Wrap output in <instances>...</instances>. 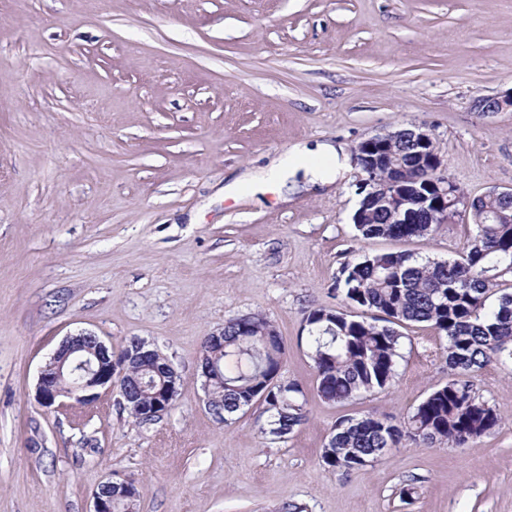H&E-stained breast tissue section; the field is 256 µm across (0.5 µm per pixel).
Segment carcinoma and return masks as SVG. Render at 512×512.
<instances>
[{
  "instance_id": "obj_1",
  "label": "carcinoma",
  "mask_w": 512,
  "mask_h": 512,
  "mask_svg": "<svg viewBox=\"0 0 512 512\" xmlns=\"http://www.w3.org/2000/svg\"><path fill=\"white\" fill-rule=\"evenodd\" d=\"M512 200L491 191L472 199L473 239L452 261L420 259L404 251H385L348 262L334 281L336 299L383 315L371 319L341 308L308 312L303 330L310 346L317 395L343 403L386 388L401 358L396 326L427 323L446 339L448 381L431 391L407 420L398 424L368 414L339 421L325 444L322 462L336 470L364 467L394 448L461 447L494 429L499 418L473 388L472 377L490 364L512 370V222L490 224L495 211ZM367 224L355 225L365 239L423 238L433 224H390L384 206L368 207ZM285 349L271 323L250 314L224 323V354L241 369L224 376V390L211 386L223 404L219 418L228 422L261 400L269 414V433L291 434L306 420L305 392L295 382L269 386V375L282 369ZM116 507L137 509L138 491L112 490Z\"/></svg>"
}]
</instances>
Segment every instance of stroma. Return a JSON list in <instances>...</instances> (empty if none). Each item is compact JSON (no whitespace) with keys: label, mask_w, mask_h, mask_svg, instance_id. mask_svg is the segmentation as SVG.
<instances>
[{"label":"stroma","mask_w":512,"mask_h":512,"mask_svg":"<svg viewBox=\"0 0 512 512\" xmlns=\"http://www.w3.org/2000/svg\"><path fill=\"white\" fill-rule=\"evenodd\" d=\"M511 88L512 0H0V512H91L124 477L139 512H512L511 371L475 376L500 424L467 447L334 470L336 421H402L447 381L445 340L401 326L391 385L330 404L303 332L307 310L337 307L348 261L452 260L473 225L361 239L356 167L224 195L294 145L350 154L410 123L466 194L512 188V112L476 108ZM254 313L306 392L281 439L262 404L227 425L204 402L205 337ZM81 331L159 350L173 406L144 423L114 390L42 406L41 367Z\"/></svg>","instance_id":"1"}]
</instances>
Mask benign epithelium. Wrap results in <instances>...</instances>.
Returning a JSON list of instances; mask_svg holds the SVG:
<instances>
[{
    "mask_svg": "<svg viewBox=\"0 0 512 512\" xmlns=\"http://www.w3.org/2000/svg\"><path fill=\"white\" fill-rule=\"evenodd\" d=\"M481 112H511L512 89L482 100ZM400 142L419 159L421 176L410 175L402 155L393 152ZM355 160L360 169L357 181L362 196L353 223H366L367 205L385 203L390 224H433L450 218H469L470 198L460 200L456 208L448 209V174L430 133L422 125L412 124L391 132L381 133L355 147ZM391 172L392 179L382 180L381 171ZM159 377L154 397H140L141 384L128 375L127 361L118 359L112 349L92 333L66 337L39 372L37 398L49 408L63 398L88 403L97 397V390L118 389L124 405L138 410L141 416L154 420L166 413L178 394L180 374L174 369L155 371ZM111 479L103 482L93 495L92 512H114Z\"/></svg>",
    "mask_w": 512,
    "mask_h": 512,
    "instance_id": "obj_1",
    "label": "benign epithelium"
}]
</instances>
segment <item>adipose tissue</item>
I'll return each instance as SVG.
<instances>
[{
    "label": "adipose tissue",
    "instance_id": "1",
    "mask_svg": "<svg viewBox=\"0 0 512 512\" xmlns=\"http://www.w3.org/2000/svg\"><path fill=\"white\" fill-rule=\"evenodd\" d=\"M348 167L347 155L331 145H321L315 152L308 147L296 145L265 169L248 175L247 181L257 188L283 183L295 171L302 169L310 175L312 182L328 184L342 177Z\"/></svg>",
    "mask_w": 512,
    "mask_h": 512
}]
</instances>
